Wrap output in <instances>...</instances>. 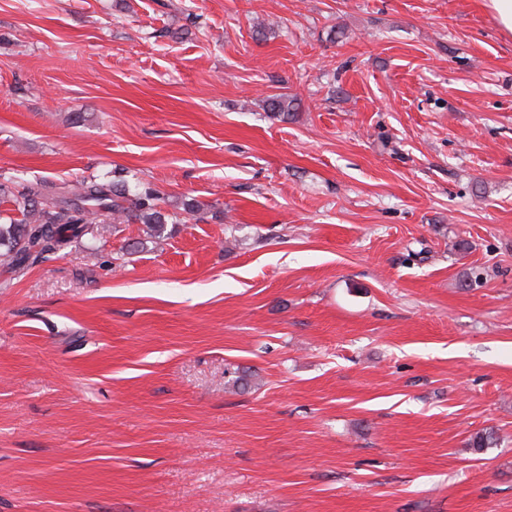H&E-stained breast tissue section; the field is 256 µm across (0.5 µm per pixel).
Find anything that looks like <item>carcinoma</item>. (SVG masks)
I'll return each mask as SVG.
<instances>
[{
  "label": "carcinoma",
  "instance_id": "1",
  "mask_svg": "<svg viewBox=\"0 0 512 512\" xmlns=\"http://www.w3.org/2000/svg\"><path fill=\"white\" fill-rule=\"evenodd\" d=\"M267 114L285 121L297 107L286 93L266 97ZM161 192L151 186L134 190L124 183L90 179L76 188L48 180L0 182V260L13 271L92 234L102 224H144L148 234L161 236L168 224H181L180 214L165 211Z\"/></svg>",
  "mask_w": 512,
  "mask_h": 512
}]
</instances>
